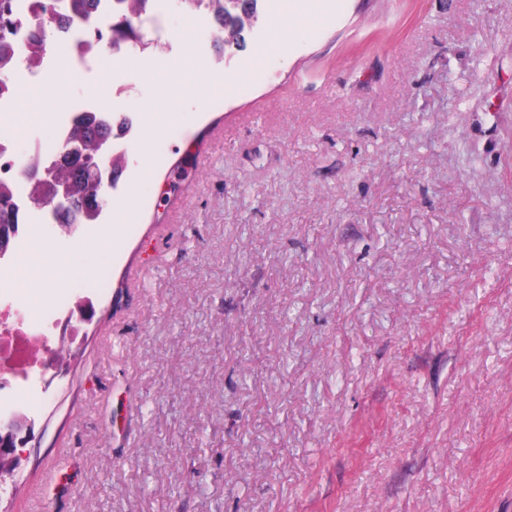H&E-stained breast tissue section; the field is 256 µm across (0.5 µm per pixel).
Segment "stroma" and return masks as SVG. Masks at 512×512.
Returning <instances> with one entry per match:
<instances>
[{
	"label": "stroma",
	"instance_id": "1",
	"mask_svg": "<svg viewBox=\"0 0 512 512\" xmlns=\"http://www.w3.org/2000/svg\"><path fill=\"white\" fill-rule=\"evenodd\" d=\"M294 2L217 68L159 0L134 61L58 58L0 121L21 161L109 105L138 126L119 186L152 175L114 246L33 228L112 261L50 288L94 315L0 512H512V0H327L242 78Z\"/></svg>",
	"mask_w": 512,
	"mask_h": 512
}]
</instances>
